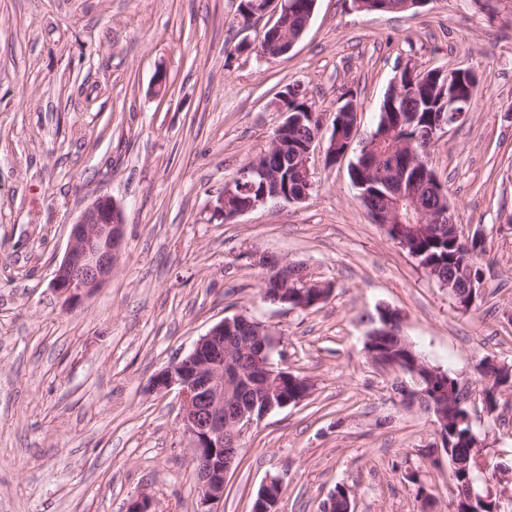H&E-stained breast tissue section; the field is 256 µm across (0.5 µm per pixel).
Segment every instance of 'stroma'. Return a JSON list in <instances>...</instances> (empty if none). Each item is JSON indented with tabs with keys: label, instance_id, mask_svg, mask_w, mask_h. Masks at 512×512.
Here are the masks:
<instances>
[{
	"label": "stroma",
	"instance_id": "1",
	"mask_svg": "<svg viewBox=\"0 0 512 512\" xmlns=\"http://www.w3.org/2000/svg\"><path fill=\"white\" fill-rule=\"evenodd\" d=\"M239 0H0V512H197L194 449L176 392L154 376L222 319L247 315L275 338V366L310 395L242 440L222 512H251L280 478L279 512H321L336 486L354 512H420L416 469L448 512V456L435 416L404 406L399 372L364 351L377 306L431 365L480 389L476 366L512 362V0H427L365 13L316 0L302 38L273 60L256 47L268 19L242 25ZM472 67L469 120L429 161L453 221L484 240L483 300L462 312L374 224L349 159L312 148L314 187L224 220L226 183L270 147L279 94L295 86L331 130L342 94L378 121L400 65ZM124 210L110 278L78 305L52 286L70 226L98 196ZM261 254L331 284L307 310L261 297ZM486 470L512 465V390L495 413L472 398Z\"/></svg>",
	"mask_w": 512,
	"mask_h": 512
}]
</instances>
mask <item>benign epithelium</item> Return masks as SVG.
Listing matches in <instances>:
<instances>
[{
  "label": "benign epithelium",
  "instance_id": "benign-epithelium-1",
  "mask_svg": "<svg viewBox=\"0 0 512 512\" xmlns=\"http://www.w3.org/2000/svg\"><path fill=\"white\" fill-rule=\"evenodd\" d=\"M316 0H308L302 25L286 35L279 34V20L272 22V31L277 41L273 45L265 42L257 47L259 55L265 59H276L292 49L307 29L314 11ZM272 0H243L245 23L264 17ZM479 77L472 67L441 69L431 84L432 95L436 96L442 109L429 127V141H434L437 133L447 127L458 126L468 121L472 112L474 96ZM286 108V119L274 135L270 150L258 160L243 166L225 186L220 200L223 214L235 218L269 200L299 202L309 197L308 189L292 193L281 188V174L286 160L280 152L283 140L297 127L310 122L312 137L304 151L292 162L293 170L301 182L311 184L310 153L313 144L319 140L322 130L320 113L307 107L300 111L299 90L290 88L284 94L282 105ZM357 125H352L349 135L343 131L331 130L324 154L330 155V164L346 157L353 146ZM419 158L409 149L405 140L399 142V152L392 159V170L387 180L388 193L381 210H370L375 223L389 229L401 222L398 203L405 198L404 183L407 175L418 164ZM262 187L258 198L249 200L246 206H236L234 198L239 189L252 194ZM411 207L417 210L422 224H453L448 210L426 211L419 208L418 199L411 200ZM125 218L123 208L108 195L97 197L71 224L65 253L53 271V288L66 298L67 303L76 304L92 294L108 279L112 266L117 261L124 243ZM259 264L273 267L277 274L276 285L279 293H288L292 278L288 264L279 259L263 255ZM271 333L260 323L243 314L225 318L215 324L193 345L182 358L172 362L155 375L152 387L159 391L177 390L181 403V422L191 437L194 447V465L199 508L197 512H221L219 505L224 501V481L231 469L232 459L240 452V441L252 425L275 409L285 408L300 402L283 391V382L294 376L285 369L274 365ZM392 369L411 378L404 383V403L409 405V396L423 395L420 387L423 377L415 370H408L400 361ZM241 388L253 392L263 401L262 408L250 404L232 415L224 414V394ZM465 385L459 380L448 378V398L460 406H467L471 397L463 396ZM281 483L277 479L267 481L260 488L255 512H277L281 497ZM471 498L486 502L505 498L500 487L488 482L484 493L469 491Z\"/></svg>",
  "mask_w": 512,
  "mask_h": 512
}]
</instances>
